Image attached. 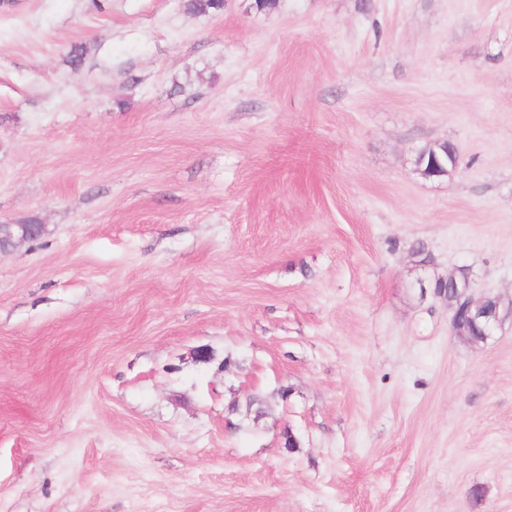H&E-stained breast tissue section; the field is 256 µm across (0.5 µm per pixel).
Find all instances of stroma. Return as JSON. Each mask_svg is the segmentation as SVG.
I'll return each mask as SVG.
<instances>
[{
	"mask_svg": "<svg viewBox=\"0 0 512 512\" xmlns=\"http://www.w3.org/2000/svg\"><path fill=\"white\" fill-rule=\"evenodd\" d=\"M30 219L0 512H512V0H0ZM444 142L447 143L448 148L443 145L434 144L424 147L418 154V158L420 157L419 165L426 174L443 173L444 169H447L448 175H450L456 169V148L453 144L447 141ZM447 176L443 174L440 177L433 178H444ZM457 277L456 273L448 275V288L438 294L448 300L453 330L465 337L459 325L463 324V329L473 325L480 329L484 336H491L505 317L512 316L511 302L505 303L499 297L490 296L474 300L468 275L465 278Z\"/></svg>",
	"mask_w": 512,
	"mask_h": 512,
	"instance_id": "obj_1",
	"label": "stroma"
}]
</instances>
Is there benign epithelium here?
<instances>
[{
  "instance_id": "1",
  "label": "benign epithelium",
  "mask_w": 512,
  "mask_h": 512,
  "mask_svg": "<svg viewBox=\"0 0 512 512\" xmlns=\"http://www.w3.org/2000/svg\"><path fill=\"white\" fill-rule=\"evenodd\" d=\"M441 296L448 300L451 326L460 335L464 334L463 328L473 325L490 336L504 318L512 316V304L498 297L473 299L470 278H460L456 273L448 275V288Z\"/></svg>"
}]
</instances>
